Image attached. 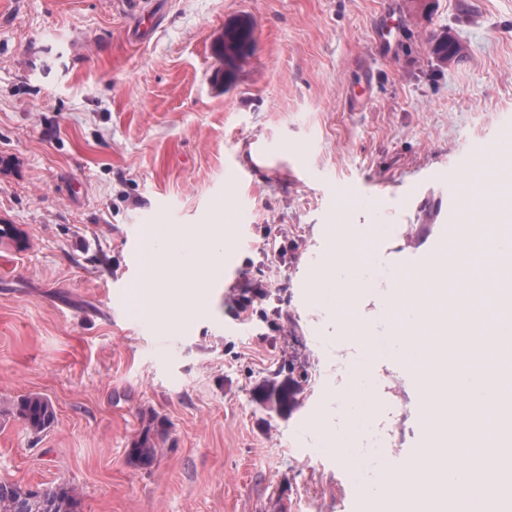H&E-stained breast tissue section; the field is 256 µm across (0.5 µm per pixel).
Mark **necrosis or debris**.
I'll return each mask as SVG.
<instances>
[{"label":"necrosis or debris","instance_id":"obj_1","mask_svg":"<svg viewBox=\"0 0 512 512\" xmlns=\"http://www.w3.org/2000/svg\"><path fill=\"white\" fill-rule=\"evenodd\" d=\"M362 237L350 225L336 227L330 266L317 271L315 302L335 311V335L323 337L327 355L318 359L315 380L329 394L320 415L319 451L335 455L355 493L364 478L378 512H443L431 495L450 462L466 463L463 493L486 501L512 490V339L500 334L512 316V260L499 267L494 288L460 287L464 275L455 253L433 262L423 275L424 289L397 288L381 305L399 321L394 337L399 367L412 373L425 399L427 441L412 471L394 466L393 429L407 417L403 399L378 398L390 375L378 374V357L367 344L374 323L358 310L360 292L380 277L361 256ZM482 373L484 402L471 400L457 385L460 367Z\"/></svg>","mask_w":512,"mask_h":512}]
</instances>
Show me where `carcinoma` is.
<instances>
[{"mask_svg": "<svg viewBox=\"0 0 512 512\" xmlns=\"http://www.w3.org/2000/svg\"><path fill=\"white\" fill-rule=\"evenodd\" d=\"M225 30V54L229 57H251L254 51V26L246 18L228 22ZM265 401L283 413L288 410V381L272 383L267 387ZM26 426L35 433L49 430L56 415L52 402L41 394H29L13 405ZM155 448L144 440L130 450L131 457L140 464L149 463ZM81 501L75 490L67 485L48 486L32 491L18 483L0 479V512H80Z\"/></svg>", "mask_w": 512, "mask_h": 512, "instance_id": "carcinoma-1", "label": "carcinoma"}]
</instances>
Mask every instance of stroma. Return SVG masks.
Masks as SVG:
<instances>
[{
  "label": "stroma",
  "instance_id": "obj_1",
  "mask_svg": "<svg viewBox=\"0 0 512 512\" xmlns=\"http://www.w3.org/2000/svg\"><path fill=\"white\" fill-rule=\"evenodd\" d=\"M235 17L255 51L222 85ZM442 33L466 53L438 62ZM508 132L512 0H0V226L23 237H0V478L68 484L81 512H350L335 460L299 457L315 338L336 331L310 272L334 224L391 225L386 265L418 255V225L505 190L512 164L473 153ZM228 239L204 307L134 305ZM280 370L300 384L284 414L260 401ZM32 393L48 432L12 410ZM266 288L270 287L268 285H263L262 283L255 284L251 288H246L243 294L237 299L239 313L243 314L245 321L251 319L250 311L253 309V304L255 302L261 304L262 301L267 298L268 289ZM13 409L26 426L35 433L49 430L55 423L56 415L52 402L42 394H29L13 404Z\"/></svg>",
  "mask_w": 512,
  "mask_h": 512
}]
</instances>
